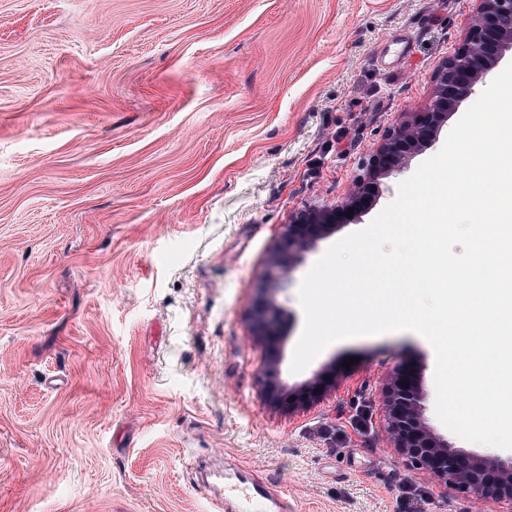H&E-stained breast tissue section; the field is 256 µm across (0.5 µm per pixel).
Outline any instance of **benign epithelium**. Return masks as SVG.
Returning <instances> with one entry per match:
<instances>
[{
  "mask_svg": "<svg viewBox=\"0 0 512 512\" xmlns=\"http://www.w3.org/2000/svg\"><path fill=\"white\" fill-rule=\"evenodd\" d=\"M464 42L437 71L432 99L422 112L398 124L370 155L350 194L330 210L310 207L287 225L288 252L276 257L279 268L292 262L336 217L363 207L374 178L405 169L406 158L440 119L471 94L494 62L512 49V0H477ZM423 393L401 371L391 373L383 389L381 434L405 462L431 472L445 486L480 499L505 498L512 504V459H475L434 437L423 419Z\"/></svg>",
  "mask_w": 512,
  "mask_h": 512,
  "instance_id": "obj_1",
  "label": "benign epithelium"
}]
</instances>
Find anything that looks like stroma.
Returning <instances> with one entry per match:
<instances>
[{
  "label": "stroma",
  "instance_id": "obj_1",
  "mask_svg": "<svg viewBox=\"0 0 512 512\" xmlns=\"http://www.w3.org/2000/svg\"><path fill=\"white\" fill-rule=\"evenodd\" d=\"M476 0H0V512H224L248 465L295 512H512L382 437L398 367L435 414V354L354 337L290 370L303 277L392 202L381 179L282 272L298 212L347 197L423 111ZM278 315L254 334L259 307ZM277 361L289 398H262ZM323 373L317 398L301 385Z\"/></svg>",
  "mask_w": 512,
  "mask_h": 512
}]
</instances>
